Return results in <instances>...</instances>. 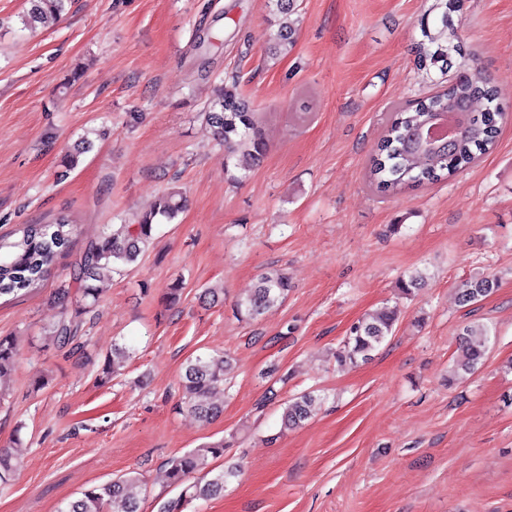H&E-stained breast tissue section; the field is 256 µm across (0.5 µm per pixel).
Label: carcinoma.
Listing matches in <instances>:
<instances>
[{
	"instance_id": "carcinoma-1",
	"label": "carcinoma",
	"mask_w": 512,
	"mask_h": 512,
	"mask_svg": "<svg viewBox=\"0 0 512 512\" xmlns=\"http://www.w3.org/2000/svg\"><path fill=\"white\" fill-rule=\"evenodd\" d=\"M66 0H30V9L21 16L23 28L35 32L50 21L57 20L65 9ZM297 0H268L272 12L285 18L270 36L271 54H286L295 43L294 21ZM461 0H434L429 13L420 21L422 39L416 46L418 69L440 72L448 69V61L457 55L465 58L454 30L448 28V14L460 9ZM483 100V112L468 113L467 126L458 135L453 150L437 146L421 147L422 131L430 124L433 114L453 112L461 104L472 105ZM496 92L478 70L466 69L448 90L391 113L385 131L369 160L368 177L371 185L381 192L396 193L409 186L432 184L450 175L476 166L495 145L499 121L505 118L495 104ZM204 129L224 147L235 168L249 172L263 159L267 145L258 129L254 113L236 91L218 86L201 113ZM92 142L84 137L74 150L64 157L62 175L74 169L80 155L90 150ZM186 195L171 189L155 202L135 224H110L97 238L89 241L74 263L71 281L76 288L64 284L58 288L57 300L61 311L57 320L45 330L44 340L59 350L86 355L81 341L84 316L95 311L99 289L95 282L105 270L121 271L137 262L143 247L152 237L154 220L161 216L175 219L186 206ZM73 225L66 216L50 224H27L16 240L0 239V297L31 290L42 282L57 254L71 242ZM426 284V275L414 271L400 279L399 290L409 295ZM498 287L494 275H480L467 281L458 293L463 304L476 303ZM291 283L277 270L263 273L250 295L239 299L236 312L244 319H254L281 305L288 297ZM396 311L388 308L374 316L363 318L350 327L343 345L336 352L339 367L366 362L372 353L391 335ZM490 336L489 328L472 323L463 328L459 354L454 361L448 382L475 374L482 365ZM135 350L114 343L103 359L100 379L107 381L122 374ZM18 363L14 343L0 339V401L5 384ZM232 371L229 358L222 352L197 356L187 360L181 377L182 400L187 411L198 421L207 423L222 413L221 406L208 400V395L224 384ZM321 409V398L303 392L284 403L281 423L288 430L312 419ZM226 444L220 441L172 457L166 464L168 486L180 489L177 497L163 503L160 512H183L184 505L197 501L204 505L224 495V485L241 472L239 465L213 468L211 461L224 456ZM18 470V461L5 448H0V484L10 482ZM142 480L132 471L106 483L94 486L69 501L58 512H141Z\"/></svg>"
}]
</instances>
